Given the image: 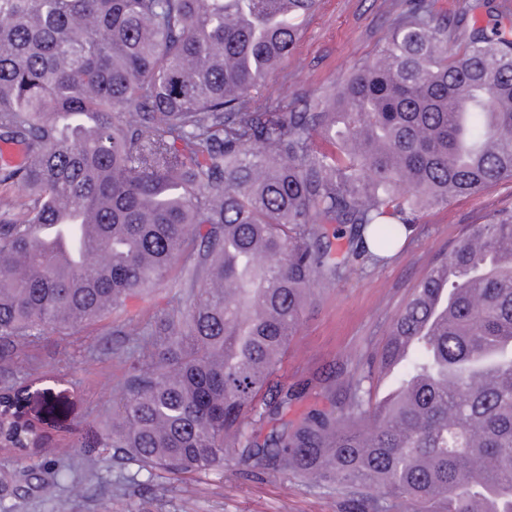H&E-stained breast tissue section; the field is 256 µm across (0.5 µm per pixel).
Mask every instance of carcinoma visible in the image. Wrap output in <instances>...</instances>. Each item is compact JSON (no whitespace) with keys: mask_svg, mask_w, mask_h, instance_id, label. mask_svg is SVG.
Masks as SVG:
<instances>
[{"mask_svg":"<svg viewBox=\"0 0 512 512\" xmlns=\"http://www.w3.org/2000/svg\"><path fill=\"white\" fill-rule=\"evenodd\" d=\"M319 0H0V370L151 294L181 256L179 305L144 332L100 447L157 474L224 461L302 475L360 508L512 512V208L462 229L415 285L372 372L288 419L277 379L310 285L382 261L421 211L512 180V39L409 0L380 56L284 111L255 94ZM24 187L29 201L13 203ZM21 381L0 450L40 437ZM0 475V512L64 470Z\"/></svg>","mask_w":512,"mask_h":512,"instance_id":"1","label":"carcinoma"}]
</instances>
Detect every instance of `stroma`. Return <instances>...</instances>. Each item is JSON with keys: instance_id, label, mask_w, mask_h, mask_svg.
<instances>
[{"instance_id": "1", "label": "stroma", "mask_w": 512, "mask_h": 512, "mask_svg": "<svg viewBox=\"0 0 512 512\" xmlns=\"http://www.w3.org/2000/svg\"><path fill=\"white\" fill-rule=\"evenodd\" d=\"M403 0H321L302 24L294 56L284 59L261 89V99L288 106L340 82L375 60ZM512 206V182L432 208L421 214L400 253L391 261L359 264L349 276L313 289L298 333L288 345L284 374L302 388L288 410L327 406L343 396L351 379L366 371L389 326L434 258L448 249L462 226L485 211ZM145 319L119 323L106 318L73 329L70 337L46 331L37 353L39 369L24 394L23 412L40 423L50 442L23 456L0 454V473L63 458L64 441L98 447L101 422L120 396L129 359L137 355ZM135 465L105 461L101 477L63 480L50 501L38 493L14 500L12 512H352L326 485L293 474L243 473L236 463L223 475L187 474L135 480Z\"/></svg>"}]
</instances>
